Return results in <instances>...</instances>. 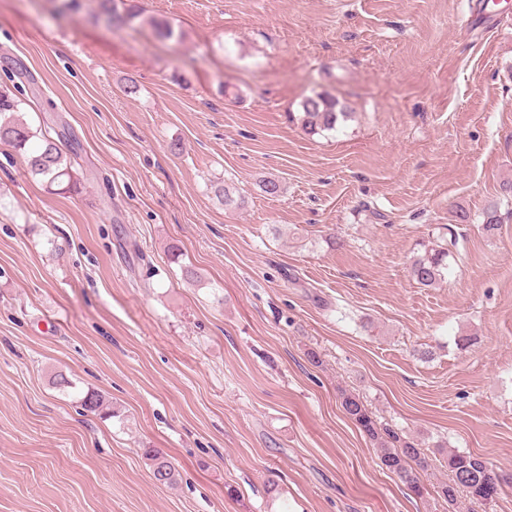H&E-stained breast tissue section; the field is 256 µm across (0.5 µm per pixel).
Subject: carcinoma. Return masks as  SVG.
I'll return each mask as SVG.
<instances>
[{
    "mask_svg": "<svg viewBox=\"0 0 512 512\" xmlns=\"http://www.w3.org/2000/svg\"><path fill=\"white\" fill-rule=\"evenodd\" d=\"M21 105L20 100L0 92V141L22 152L24 164L31 174L40 177L51 187L56 186L65 192L71 190L76 184L71 163L55 139L44 136L36 148H28L29 142L37 137V132L12 117V113L18 111ZM347 116L348 113L338 108V102L332 98L318 95L303 102V122L305 128L312 132L334 130ZM444 258L445 254L438 251L417 259L411 267L413 279L425 287L437 284L447 270ZM341 404L349 418L376 447L382 465L399 474L410 492L422 496L423 486L418 472H425L431 467L429 455L422 445L380 426L358 395L341 391ZM81 405L91 412L109 411L106 399L95 390L84 393ZM146 455L151 461L152 472L162 473L163 484L176 483L175 468L166 454L158 449H149ZM444 462L450 478L439 484L437 494L448 506V512H458L462 493L473 504H485L497 497L503 484L512 482L509 478L502 482L494 480L493 468L482 457L472 453L450 448Z\"/></svg>",
    "mask_w": 512,
    "mask_h": 512,
    "instance_id": "carcinoma-1",
    "label": "carcinoma"
}]
</instances>
